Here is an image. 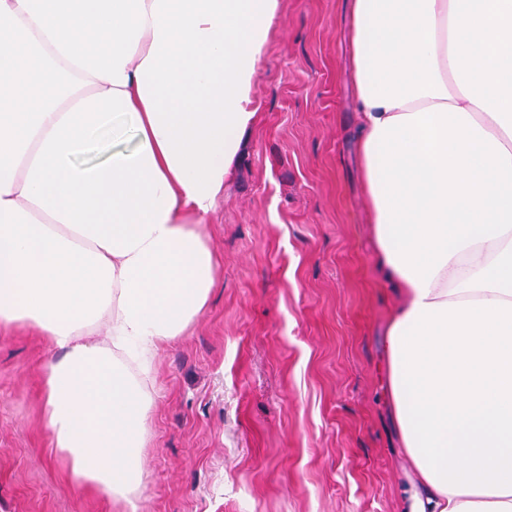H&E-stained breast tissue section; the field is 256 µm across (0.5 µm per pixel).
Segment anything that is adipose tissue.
Returning a JSON list of instances; mask_svg holds the SVG:
<instances>
[{
	"mask_svg": "<svg viewBox=\"0 0 512 512\" xmlns=\"http://www.w3.org/2000/svg\"><path fill=\"white\" fill-rule=\"evenodd\" d=\"M280 5L0 0V325L47 337L42 424L113 500L215 286L203 226ZM351 32L407 510L512 512V0H352Z\"/></svg>",
	"mask_w": 512,
	"mask_h": 512,
	"instance_id": "ef3b65f1",
	"label": "adipose tissue"
}]
</instances>
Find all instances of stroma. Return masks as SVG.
Masks as SVG:
<instances>
[{
	"instance_id": "obj_1",
	"label": "stroma",
	"mask_w": 512,
	"mask_h": 512,
	"mask_svg": "<svg viewBox=\"0 0 512 512\" xmlns=\"http://www.w3.org/2000/svg\"><path fill=\"white\" fill-rule=\"evenodd\" d=\"M350 0H281L258 123L205 226L207 308L152 365L138 512H404L413 478L385 396L400 301L359 150ZM45 336L0 326V512H126L41 424Z\"/></svg>"
}]
</instances>
